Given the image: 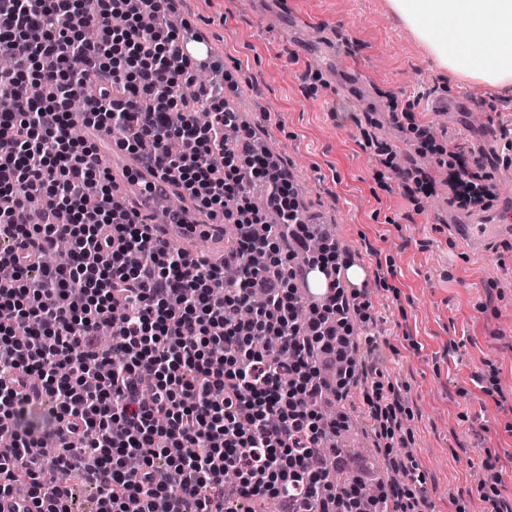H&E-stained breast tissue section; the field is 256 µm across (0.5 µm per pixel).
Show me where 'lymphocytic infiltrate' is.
I'll use <instances>...</instances> for the list:
<instances>
[{"label":"lymphocytic infiltrate","mask_w":512,"mask_h":512,"mask_svg":"<svg viewBox=\"0 0 512 512\" xmlns=\"http://www.w3.org/2000/svg\"><path fill=\"white\" fill-rule=\"evenodd\" d=\"M171 10L172 0H0V57L15 63L0 75V264L15 271L0 283V423L17 434L0 451V496L22 474L35 512H71L70 484L41 483L43 461L26 451L50 436L57 467L99 489L98 512H225L229 498L238 512L270 500L288 512H378L357 487L328 483L333 451L322 441L339 424L314 404L365 381L387 463L407 470L394 452L401 403L375 365L353 358L374 347L349 323L353 312L369 321L368 306L344 287L348 260L315 237L274 157L246 138L225 141L238 118L224 104V73L181 54L189 26ZM203 69L211 78L200 85ZM79 122L233 225L223 264L156 241L114 201L95 145L70 135ZM257 186L266 208L252 201ZM43 196L71 223L33 213L29 200ZM271 211L280 223L267 224ZM61 239L74 244L66 267L54 258ZM298 253L304 273L326 282L304 319L289 261ZM257 294L265 304L248 320H225Z\"/></svg>","instance_id":"obj_1"}]
</instances>
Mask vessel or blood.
I'll return each instance as SVG.
<instances>
[{
    "label": "vessel or blood",
    "instance_id": "1",
    "mask_svg": "<svg viewBox=\"0 0 512 512\" xmlns=\"http://www.w3.org/2000/svg\"><path fill=\"white\" fill-rule=\"evenodd\" d=\"M85 137L94 142L99 151L106 153L105 167L112 178V194L126 209L138 212L141 217L151 216L164 207L171 194L176 193L177 187L173 179L162 178L159 171L152 166L142 163L135 155L109 146L108 137L94 127L84 130ZM512 213V199L502 197L498 200L496 211L481 207L473 208L466 217L449 213L448 221L455 225L457 236L467 247H475L482 238L489 235H512V226L508 224L491 223L492 215H507ZM174 221L166 224L153 225L154 237L169 245L182 246L184 250H192L200 238H216L223 236V225L200 218L191 199H184L181 208L176 211Z\"/></svg>",
    "mask_w": 512,
    "mask_h": 512
}]
</instances>
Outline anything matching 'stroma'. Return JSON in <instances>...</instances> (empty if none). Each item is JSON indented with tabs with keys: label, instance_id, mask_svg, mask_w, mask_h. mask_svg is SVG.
<instances>
[{
	"label": "stroma",
	"instance_id": "stroma-1",
	"mask_svg": "<svg viewBox=\"0 0 512 512\" xmlns=\"http://www.w3.org/2000/svg\"><path fill=\"white\" fill-rule=\"evenodd\" d=\"M231 79L228 109L269 150L309 222L333 224L338 247L368 274L378 369L399 394L404 441L431 512L512 503V237L480 254L448 225L450 191L404 190L402 172L448 178L446 150L474 151L492 175L512 167V89L437 68L389 0H176ZM343 72H335V59ZM367 87L355 91L356 83ZM362 383L338 400L369 453L346 468H387ZM494 457L502 476L480 466Z\"/></svg>",
	"mask_w": 512,
	"mask_h": 512
}]
</instances>
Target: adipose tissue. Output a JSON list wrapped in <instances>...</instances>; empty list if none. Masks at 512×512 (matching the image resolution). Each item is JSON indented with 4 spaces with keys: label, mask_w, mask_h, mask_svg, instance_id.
<instances>
[{
    "label": "adipose tissue",
    "mask_w": 512,
    "mask_h": 512,
    "mask_svg": "<svg viewBox=\"0 0 512 512\" xmlns=\"http://www.w3.org/2000/svg\"><path fill=\"white\" fill-rule=\"evenodd\" d=\"M441 68L512 87V0H389Z\"/></svg>",
    "instance_id": "obj_1"
}]
</instances>
